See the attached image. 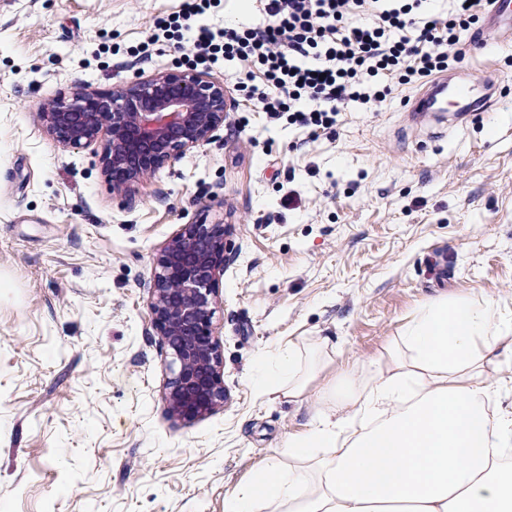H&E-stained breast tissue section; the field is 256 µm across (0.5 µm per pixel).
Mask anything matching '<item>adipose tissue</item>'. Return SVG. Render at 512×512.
I'll return each instance as SVG.
<instances>
[{
	"instance_id": "adipose-tissue-1",
	"label": "adipose tissue",
	"mask_w": 512,
	"mask_h": 512,
	"mask_svg": "<svg viewBox=\"0 0 512 512\" xmlns=\"http://www.w3.org/2000/svg\"><path fill=\"white\" fill-rule=\"evenodd\" d=\"M512 336L495 305L471 296L426 304L365 387L328 396L310 429L289 440L224 512H512V414L490 413L485 370ZM270 387L299 397L301 349L277 352Z\"/></svg>"
}]
</instances>
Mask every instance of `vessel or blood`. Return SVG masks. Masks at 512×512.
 Instances as JSON below:
<instances>
[{"mask_svg":"<svg viewBox=\"0 0 512 512\" xmlns=\"http://www.w3.org/2000/svg\"><path fill=\"white\" fill-rule=\"evenodd\" d=\"M488 28L502 36L512 35V0H490ZM496 103L493 89L482 90L465 80L439 77L416 94L410 105L414 112H486Z\"/></svg>","mask_w":512,"mask_h":512,"instance_id":"1","label":"vessel or blood"}]
</instances>
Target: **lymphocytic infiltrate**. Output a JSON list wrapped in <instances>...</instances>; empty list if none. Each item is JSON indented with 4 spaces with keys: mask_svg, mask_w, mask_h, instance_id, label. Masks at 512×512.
<instances>
[{
    "mask_svg": "<svg viewBox=\"0 0 512 512\" xmlns=\"http://www.w3.org/2000/svg\"><path fill=\"white\" fill-rule=\"evenodd\" d=\"M422 0H263V18L248 27L199 30L195 64L238 62L249 83L246 99L269 118L313 131L332 129L339 107L380 98L382 83H410L447 70L461 58V37L488 0H454L446 14L421 17ZM217 0H183L159 19L141 45L152 56Z\"/></svg>",
    "mask_w": 512,
    "mask_h": 512,
    "instance_id": "obj_1",
    "label": "lymphocytic infiltrate"
}]
</instances>
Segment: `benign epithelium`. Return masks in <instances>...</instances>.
<instances>
[{"instance_id":"benign-epithelium-1","label":"benign epithelium","mask_w":512,"mask_h":512,"mask_svg":"<svg viewBox=\"0 0 512 512\" xmlns=\"http://www.w3.org/2000/svg\"><path fill=\"white\" fill-rule=\"evenodd\" d=\"M224 84L204 70H172L109 88H77L43 107L56 140L73 149L103 144L100 161L112 189L127 190L209 142L224 126ZM226 229L185 224L155 257L152 325L170 350L167 412L194 421L224 406L213 306L224 276Z\"/></svg>"}]
</instances>
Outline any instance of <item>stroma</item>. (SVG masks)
<instances>
[{
  "label": "stroma",
  "instance_id": "obj_1",
  "mask_svg": "<svg viewBox=\"0 0 512 512\" xmlns=\"http://www.w3.org/2000/svg\"><path fill=\"white\" fill-rule=\"evenodd\" d=\"M181 0H0V512H224V498L362 380L425 304L492 301L512 319V47L483 30L450 72L491 80L489 112L408 119L423 82L342 106L334 131L246 109L233 61L210 65L228 115L212 141L116 193L94 148L64 147L44 104L188 68L189 39L135 56ZM221 0L217 31L261 18ZM233 251L212 318L227 401L167 412L153 260L185 224ZM322 346L305 394L263 390L276 350Z\"/></svg>",
  "mask_w": 512,
  "mask_h": 512
}]
</instances>
